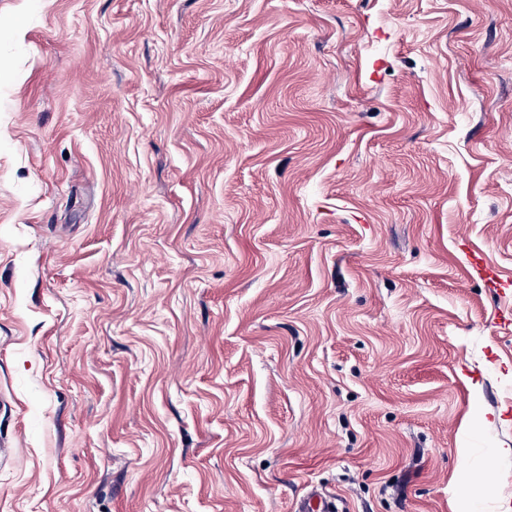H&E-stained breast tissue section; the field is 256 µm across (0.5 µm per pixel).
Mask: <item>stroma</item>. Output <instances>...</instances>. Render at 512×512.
<instances>
[{
  "label": "stroma",
  "mask_w": 512,
  "mask_h": 512,
  "mask_svg": "<svg viewBox=\"0 0 512 512\" xmlns=\"http://www.w3.org/2000/svg\"><path fill=\"white\" fill-rule=\"evenodd\" d=\"M1 18L0 512H512V0ZM336 505L331 498L311 488L297 504V512H335Z\"/></svg>",
  "instance_id": "1"
}]
</instances>
